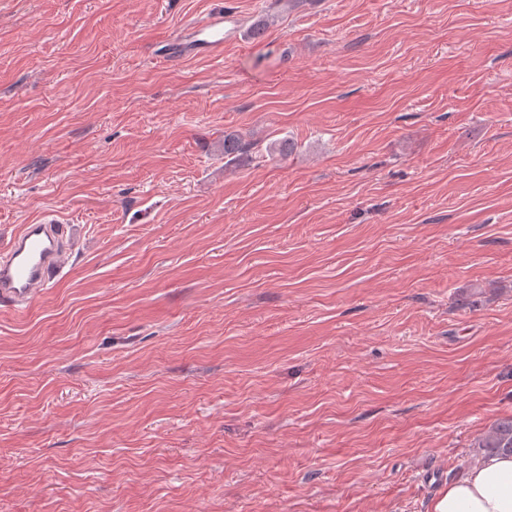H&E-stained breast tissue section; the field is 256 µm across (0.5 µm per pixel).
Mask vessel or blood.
I'll return each instance as SVG.
<instances>
[{"label": "vessel or blood", "mask_w": 512, "mask_h": 512, "mask_svg": "<svg viewBox=\"0 0 512 512\" xmlns=\"http://www.w3.org/2000/svg\"><path fill=\"white\" fill-rule=\"evenodd\" d=\"M232 13L215 11L161 45L160 56L177 61L189 56H213L224 48L233 23ZM71 247L69 227L53 215L36 224L23 225L5 251L0 252V305L16 310L34 302L61 276Z\"/></svg>", "instance_id": "b4317fda"}]
</instances>
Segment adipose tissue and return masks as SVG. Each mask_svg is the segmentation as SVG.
<instances>
[{
  "label": "adipose tissue",
  "instance_id": "adipose-tissue-1",
  "mask_svg": "<svg viewBox=\"0 0 512 512\" xmlns=\"http://www.w3.org/2000/svg\"><path fill=\"white\" fill-rule=\"evenodd\" d=\"M431 512H512V454L479 457L438 493Z\"/></svg>",
  "mask_w": 512,
  "mask_h": 512
}]
</instances>
